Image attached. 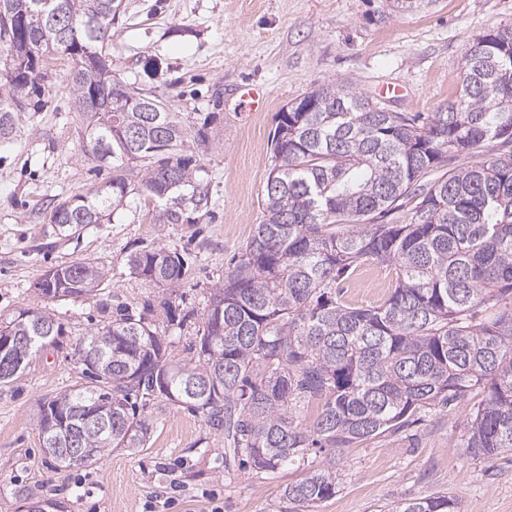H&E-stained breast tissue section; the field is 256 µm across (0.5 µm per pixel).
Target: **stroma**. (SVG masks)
I'll return each instance as SVG.
<instances>
[{
  "label": "stroma",
  "mask_w": 512,
  "mask_h": 512,
  "mask_svg": "<svg viewBox=\"0 0 512 512\" xmlns=\"http://www.w3.org/2000/svg\"><path fill=\"white\" fill-rule=\"evenodd\" d=\"M512 26V0H436L417 12L389 0H123L112 26V72L179 112L207 145L191 144L197 179L209 187L196 223L158 224L161 202L131 195L114 217L76 234L51 222L61 200L108 179L83 149L71 106L68 63L51 72L39 112H24L0 144V321L39 309L63 328L9 387L0 389V512H20L21 491L44 512H382L387 504L437 493L465 512H512V455L476 459L458 439L466 404L415 415L396 433L362 441L336 459V495L311 507L283 499L284 488L320 465L255 473L226 460L224 437L201 414L168 404L145 410L153 430L143 448L116 449L90 467L56 470L41 447L40 404L79 381L75 349L117 309L170 302L183 327L159 319L176 358L187 347L214 285L262 220L260 200L272 168L271 142L282 107L313 85L336 81L388 99L396 112H433L452 96L464 56L483 32ZM265 89L262 111L242 108L237 91ZM157 246L178 248L187 275L176 295L131 273L129 258ZM84 259L107 274L101 290L51 302L35 284L49 269ZM395 283L391 268L367 263L341 283L344 299L381 304Z\"/></svg>",
  "instance_id": "stroma-1"
}]
</instances>
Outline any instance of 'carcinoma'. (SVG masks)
<instances>
[{
    "mask_svg": "<svg viewBox=\"0 0 512 512\" xmlns=\"http://www.w3.org/2000/svg\"><path fill=\"white\" fill-rule=\"evenodd\" d=\"M43 2L0 0V140L11 138L19 113L39 109L38 81L61 57L88 160L112 171L105 185L58 202L52 222L73 234L134 190L165 201L157 224L184 223L189 203L207 207V185L179 155L190 139L179 113L112 75L108 48L122 0H51L75 19L66 41ZM276 120L263 220L212 289L194 358L172 355L150 304L104 322L81 343L95 347L99 369L84 367L82 382L39 407L42 448L55 468L143 447L153 424L134 397L199 412L260 473L299 463L312 448L339 451L394 432L484 388L459 447L487 460L512 454V27L475 39L455 96L435 112H393L367 93L323 83ZM131 127L135 139L123 135ZM473 152L484 161L452 165ZM404 204L406 223H377ZM367 262L394 267L391 294L374 307L341 301L336 288ZM129 268L170 291L186 275L182 255L164 246L134 254ZM52 272L53 282L38 281L51 300L106 280L92 261ZM478 307L489 311L479 322ZM60 331L30 309L0 322V336H32L15 350L26 365ZM192 377L200 387L189 388ZM58 403L70 411L64 429L49 425ZM311 404L312 419L297 421ZM99 410L100 422H85ZM73 436L85 449L78 463L67 448ZM336 479L333 456L282 498L312 506L336 495ZM389 512L460 506L442 494Z\"/></svg>",
    "mask_w": 512,
    "mask_h": 512,
    "instance_id": "1",
    "label": "carcinoma"
}]
</instances>
